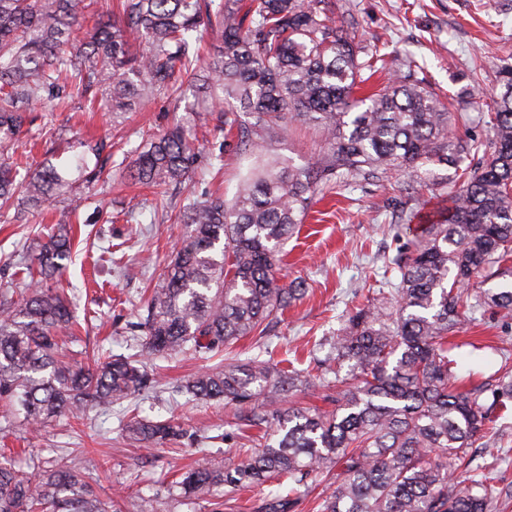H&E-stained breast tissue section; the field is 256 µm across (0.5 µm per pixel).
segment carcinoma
<instances>
[{
  "instance_id": "carcinoma-1",
  "label": "carcinoma",
  "mask_w": 512,
  "mask_h": 512,
  "mask_svg": "<svg viewBox=\"0 0 512 512\" xmlns=\"http://www.w3.org/2000/svg\"><path fill=\"white\" fill-rule=\"evenodd\" d=\"M84 0H0V209L15 198L36 210L79 187L48 164L14 159L36 104L119 114L161 95L181 100L195 87L203 34L221 41L203 77L208 111L235 133L247 165L229 200L186 197L175 216L185 231L164 277L146 300L141 350L91 364L85 351L63 350L75 338L71 298L54 279L71 250L61 225L31 248L30 281L0 293V405L4 428L37 433L56 419L80 422L91 409L112 411L153 390L152 358L190 351L211 359L302 298V282H281L284 245L318 195L389 171L446 165L463 180L437 218L385 260L396 281L324 336L328 348L304 371L270 361L210 366L180 386L191 401H222L237 411L240 433L263 428L245 460L216 464L201 456L166 484L185 505L224 501L246 488L288 486L257 512H296L300 489H331L320 512H490L503 489L489 470L468 474L469 449L486 426L512 410V374L491 397L459 379L448 334L492 310L512 318V285L472 295V278L496 269L512 275V66L499 72L490 106L491 142L462 145L443 102L406 72L386 90L356 91L386 70L336 26V0H119L118 16L84 26ZM298 121L320 129L324 155L314 163L263 152ZM483 153L471 168L473 154ZM199 150L195 126L178 121L135 151L129 178L164 195L190 181ZM336 386L334 408L294 406L310 386ZM127 437L143 447L172 445L186 431L171 421L133 417ZM0 512H121L118 501L89 489L85 473L61 456L46 470L28 453L26 468L0 454Z\"/></svg>"
}]
</instances>
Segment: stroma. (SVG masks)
Returning <instances> with one entry per match:
<instances>
[{
    "label": "stroma",
    "instance_id": "35a3bbf8",
    "mask_svg": "<svg viewBox=\"0 0 512 512\" xmlns=\"http://www.w3.org/2000/svg\"><path fill=\"white\" fill-rule=\"evenodd\" d=\"M336 23L349 18L360 23L359 38L366 48L383 47L387 52L412 54L425 59L423 77L437 93L460 96L480 90L450 127L459 141L491 137L485 120L496 76L504 65H512V0H337ZM192 99L182 102L160 96L144 108L120 115L88 114L78 102L68 109L36 112L29 136L35 143L28 161L38 167L52 163L76 170L93 166L94 144L103 137L115 139L111 164L98 182L83 191L81 216L92 215L95 225L74 224L67 198L53 199L42 212L21 214L6 211L0 216V290L18 287L4 265L23 244L46 238L54 225L72 224L74 239L61 285L73 301L78 321L77 336L88 350L104 347L127 354L136 347L134 325L141 304L156 286L166 260L179 239L182 225L153 217L149 190L132 185L123 174L134 151L152 135L162 133L175 119L184 117ZM217 115L203 113L197 123L200 156L191 180L166 196L164 206L178 213L187 195L199 196L222 188L232 196L243 158L220 152L224 134L217 130ZM274 151L295 164L316 162L322 155L315 128L292 124L286 139ZM224 163V180L216 182L213 167ZM455 186L444 167L430 173L394 171L377 182L353 184L336 195L313 203L298 234L289 238L281 275L285 281L304 282L305 296L272 323L266 351H259L254 337L240 339L224 353L223 361L246 358L295 360L307 368L315 341L335 333L347 310L362 303V292L376 287L382 257L392 252L394 233L411 238L403 211L417 207L427 213L440 207ZM117 251L118 263L102 261L103 250ZM457 372L481 383L512 369V320L492 313L478 315L476 324L454 333ZM205 360L184 352L156 360L159 380L156 395L139 397L114 406L111 413L90 411L83 424L58 419L32 441L42 457L55 448H78L83 467L94 476L96 493L117 498L123 512H135L139 496H152L160 512H208L206 505H171L160 483L162 476L191 465L198 449L190 441L145 451L122 435L123 425L133 414L171 419L188 432L213 436L207 447L216 460L235 462L246 458L241 440L224 441L233 434V408L213 401L199 404L175 394V386L205 367ZM478 465L495 463L503 487L512 493V419L493 423L489 435L472 448Z\"/></svg>",
    "mask_w": 512,
    "mask_h": 512
}]
</instances>
